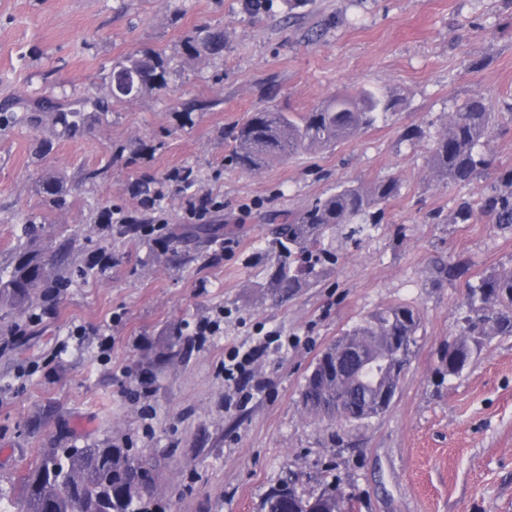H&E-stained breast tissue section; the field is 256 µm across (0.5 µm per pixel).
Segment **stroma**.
Instances as JSON below:
<instances>
[{
  "instance_id": "obj_1",
  "label": "stroma",
  "mask_w": 512,
  "mask_h": 512,
  "mask_svg": "<svg viewBox=\"0 0 512 512\" xmlns=\"http://www.w3.org/2000/svg\"><path fill=\"white\" fill-rule=\"evenodd\" d=\"M201 27L223 31L222 58H180ZM142 47L177 58L167 94L90 116L41 160V131H0V262L15 243L10 216L34 213L47 218L50 253L64 230L84 228L78 262L94 268L0 350V487L19 493L43 449L112 444L153 461L165 512H258L292 475L309 493L338 481L355 512H512V336L487 339L460 376H441L465 294L448 264L466 261L476 278L512 270V228L449 221L459 199L478 200L512 169V124L492 128L491 164L471 184H444L429 167L462 101L512 105V0H268L256 11L244 0H0V101L103 90L113 62ZM362 88L392 96L394 114L255 173L226 162L224 132L249 112H307ZM196 98L212 108L181 125L178 109ZM409 124L421 131L412 142ZM118 146L136 161L112 159ZM99 164L105 180L81 184ZM183 167L212 200L206 221L222 226L202 253L188 240L189 195L165 180ZM51 175L67 185L64 209L45 206ZM389 177L400 192L381 224L360 238L330 227L336 263L291 293L271 288L266 215ZM147 180L164 185L163 243L99 235L103 206L144 212ZM392 304L413 308L420 327L389 408L359 422L311 415L302 389L320 354ZM205 317L220 329L200 340ZM177 335L190 353L161 356ZM253 346L263 352L251 374L227 385L225 353Z\"/></svg>"
}]
</instances>
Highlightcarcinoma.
<instances>
[{"mask_svg": "<svg viewBox=\"0 0 512 512\" xmlns=\"http://www.w3.org/2000/svg\"><path fill=\"white\" fill-rule=\"evenodd\" d=\"M187 58H218L224 51V34L202 28L188 36L182 46ZM175 71L174 58L152 48H139L113 62L105 92L69 99L63 103L45 96L23 105L0 103V129L49 126L55 138L82 134L92 112L106 116L118 102L132 101L147 93H161L170 86ZM394 109L390 97L370 89L353 95H337L308 112L257 110L226 133L228 160L237 168L258 172L273 162L286 160L313 148L333 147L374 126ZM512 123V107L505 112L490 111L485 98L475 93L456 108L448 124L439 132L430 156V168L437 178L466 184L489 165L485 138L495 125ZM108 167L89 166L82 170L81 183L95 186L106 177ZM166 180L187 192L200 184L199 174L190 168L167 175ZM504 188L481 196L478 202H460L452 214L453 224H472L485 217L492 224L512 228V170L502 177ZM46 206L61 209L68 191L62 181L48 178L42 183ZM150 195L152 213L127 215L112 206L104 207L97 223L123 232L136 233L144 224H162L158 205L161 190L143 188ZM399 183L388 178L369 188L344 185L319 198L304 210L290 213L271 229L270 245L278 251L280 264L273 287L296 288L304 276L330 258L322 248L329 226L354 224V232L364 234L380 223L377 206L395 198ZM12 249L13 261L0 265V323L4 335L13 336L20 320L34 308L60 299L76 277L87 278L91 268L74 261L76 243L82 233L76 229L62 236L51 257L39 248L45 217L27 215ZM199 243L219 237L214 224H201L191 231ZM448 277L466 279V299L457 321V333L448 347V378L459 376L492 336H512V271H502L469 279V267L461 262L448 267ZM419 317L409 306L394 304L371 314L337 339L353 352L346 373L329 375L317 364L318 375L306 379L302 392L304 408L322 421L344 420L338 407L373 408L384 387L392 380V337L416 343ZM20 481L24 495L14 499L0 489V503L8 512H151L154 489L149 462L135 458L125 448L111 445L86 448H51L25 469ZM354 512L352 498L335 484L318 493L306 494L293 479L270 489L260 512Z\"/></svg>", "mask_w": 512, "mask_h": 512, "instance_id": "obj_1", "label": "carcinoma"}]
</instances>
